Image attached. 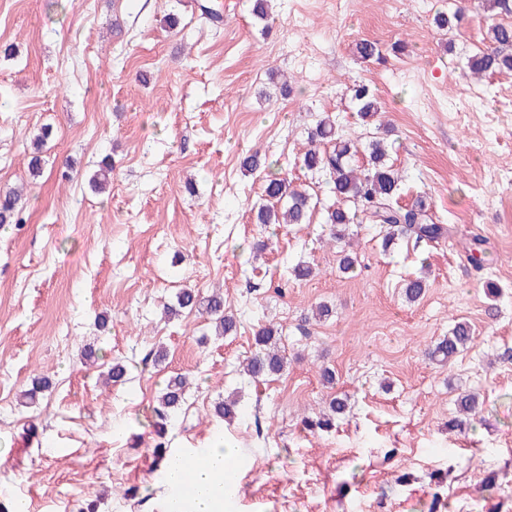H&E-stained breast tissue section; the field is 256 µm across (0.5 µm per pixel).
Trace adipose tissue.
<instances>
[{
	"instance_id": "adipose-tissue-1",
	"label": "adipose tissue",
	"mask_w": 512,
	"mask_h": 512,
	"mask_svg": "<svg viewBox=\"0 0 512 512\" xmlns=\"http://www.w3.org/2000/svg\"><path fill=\"white\" fill-rule=\"evenodd\" d=\"M232 454L223 442L196 451L169 453L163 463L161 482L165 490L164 512H224L229 493L224 485V466ZM192 481L195 494L181 495L184 481Z\"/></svg>"
}]
</instances>
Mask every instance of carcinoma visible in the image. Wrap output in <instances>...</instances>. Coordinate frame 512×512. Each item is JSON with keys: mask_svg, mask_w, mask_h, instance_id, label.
Returning a JSON list of instances; mask_svg holds the SVG:
<instances>
[{"mask_svg": "<svg viewBox=\"0 0 512 512\" xmlns=\"http://www.w3.org/2000/svg\"><path fill=\"white\" fill-rule=\"evenodd\" d=\"M485 48L467 58V68L474 75L512 71V25L493 22L487 29ZM352 99L362 122H367L381 112L378 99L365 85L352 88ZM52 130L41 128L33 143L32 173H40L39 152ZM299 162L309 171L328 176L336 203L323 207V223L329 225L331 240L341 243L352 224H381L386 227L383 247L394 243L396 236L408 230L416 240H434L442 236L444 227L426 222L429 203L425 196L416 197L404 208L398 203L400 180L387 161V148L383 140L371 136L364 142L345 139L338 134L336 120L327 115L317 121L308 134V145ZM264 203L256 213L258 224H304L308 214L316 209L312 194L291 186L285 177H269L263 187ZM20 194L9 191L0 195V224H13L19 218ZM204 307L211 320L215 335L231 336L237 330L234 315L224 312V297L215 292L207 299L191 289H184L176 296V306L167 313L176 315L182 310ZM279 331L273 324L256 331L255 351L245 364L247 374L254 380H263L280 373L285 366V356L278 350ZM471 342L470 327L458 323L447 336L428 351V356L440 365H446ZM187 382L176 376L168 382L165 391L154 407L155 433L160 435L169 418L184 402ZM346 409L343 398L334 396L328 411L315 419L306 418L304 426L310 430L327 432L335 426L336 416Z\"/></svg>", "mask_w": 512, "mask_h": 512, "instance_id": "cac0c4a2", "label": "carcinoma"}]
</instances>
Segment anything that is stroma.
<instances>
[{
    "mask_svg": "<svg viewBox=\"0 0 512 512\" xmlns=\"http://www.w3.org/2000/svg\"><path fill=\"white\" fill-rule=\"evenodd\" d=\"M272 5L263 23L253 0H0V50L15 48L0 53V191L24 189L22 223L0 228V494L28 512L89 500L97 512H163L153 408L178 374L192 385L167 448L220 438L233 450L243 466L224 512H423L437 492L450 512H512V74L466 66L489 25L481 0L449 31L434 22L448 0ZM363 39L381 58H357ZM358 83L383 109L402 203L428 196L445 233L401 236L385 253V227L352 225L346 275L318 220L256 223L265 174L242 161L266 156L331 203L298 157L324 114L359 135ZM46 125L34 178L31 142ZM105 158L110 186L98 193ZM476 237L480 267L467 251ZM300 261L316 276L294 279ZM422 272L425 293L407 302L404 283ZM183 288L223 292L236 335L212 336L198 310L165 317ZM321 303L333 314L318 320ZM460 321L468 348L444 367L428 361ZM268 323L287 366L256 382L241 364ZM89 343L102 349L94 366L81 357ZM115 362L126 375L104 384ZM42 377L48 388L21 404ZM462 389L480 394L463 433L451 427ZM232 393L227 421L215 405ZM336 395L348 408L335 428L305 431Z\"/></svg>",
    "mask_w": 512,
    "mask_h": 512,
    "instance_id": "stroma-1",
    "label": "stroma"
}]
</instances>
